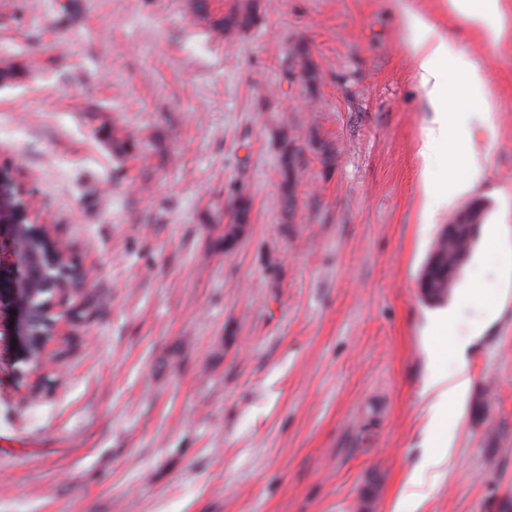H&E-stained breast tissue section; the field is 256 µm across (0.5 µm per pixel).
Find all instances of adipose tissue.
I'll return each instance as SVG.
<instances>
[{
  "mask_svg": "<svg viewBox=\"0 0 512 512\" xmlns=\"http://www.w3.org/2000/svg\"><path fill=\"white\" fill-rule=\"evenodd\" d=\"M408 21L417 32L413 44L419 83L434 114L430 126L424 133L423 151L427 158L451 150L455 140L466 137L471 124L492 129L491 115L488 112H461L456 116L448 114V72L456 69L464 73L469 95L480 102L485 98V80L481 67L461 56L454 43L440 28L417 15L409 14ZM481 173V162L470 157L466 164L456 159L448 161L447 181L437 183L429 175H422V193L427 203L451 201L465 193ZM473 284H465L460 303L439 316L433 323L431 334L434 343L430 348L432 357H439L442 344H449L456 367L451 372L431 370L423 387L424 395L429 396L425 430L430 437V457L435 468L447 465L451 455L452 437L447 423L462 416L463 402L471 390L472 378L469 371L468 354L482 335L481 329H473L469 335H455L454 329L461 318L463 300L476 297Z\"/></svg>",
  "mask_w": 512,
  "mask_h": 512,
  "instance_id": "obj_1",
  "label": "adipose tissue"
}]
</instances>
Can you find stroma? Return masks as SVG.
<instances>
[{
  "label": "stroma",
  "instance_id": "1",
  "mask_svg": "<svg viewBox=\"0 0 512 512\" xmlns=\"http://www.w3.org/2000/svg\"><path fill=\"white\" fill-rule=\"evenodd\" d=\"M197 0H0V164L89 278L37 386L0 367V512H500L512 501V0L488 39L445 0H260L215 33ZM485 71L474 187L432 216V117L406 16ZM304 45L320 70L303 76ZM299 149L283 208L277 132ZM136 141L120 151L116 141ZM248 234L223 245L235 190ZM501 249L470 260L472 396L422 504L441 228L476 200Z\"/></svg>",
  "mask_w": 512,
  "mask_h": 512
}]
</instances>
